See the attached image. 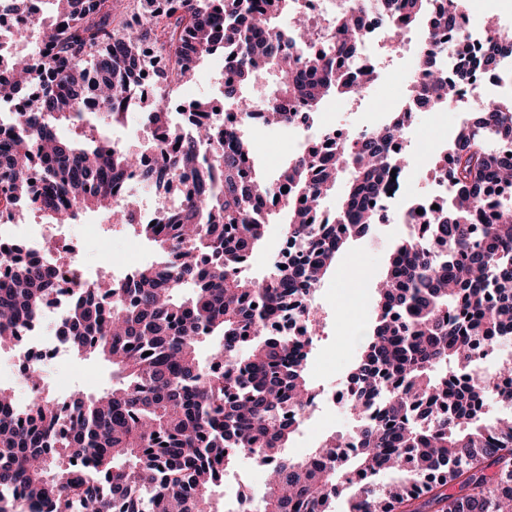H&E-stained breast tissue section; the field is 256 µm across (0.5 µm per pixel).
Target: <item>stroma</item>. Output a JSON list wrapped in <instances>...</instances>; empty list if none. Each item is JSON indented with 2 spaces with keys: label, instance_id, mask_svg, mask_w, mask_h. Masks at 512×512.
<instances>
[{
  "label": "stroma",
  "instance_id": "stroma-1",
  "mask_svg": "<svg viewBox=\"0 0 512 512\" xmlns=\"http://www.w3.org/2000/svg\"><path fill=\"white\" fill-rule=\"evenodd\" d=\"M380 51L388 69L363 97H330L321 107L318 120L341 127H355L378 119L379 104L404 95V78L413 64L412 57L403 55L397 41L381 44ZM469 112L468 107L449 104L442 114L431 117L418 114L411 130L408 152L413 158L412 182L416 192L429 190L425 177L428 164L437 151L448 142ZM252 144L258 145L262 168L270 174L278 172L293 154V137L286 130L275 136L262 132L250 133ZM100 222L101 241L88 251L83 263L90 271L111 276L113 269L128 265H145L156 259L154 246L126 225L100 220L98 213L88 212L78 223L66 226L68 240L79 239L87 224ZM406 234L401 224H380L368 236L348 243L339 254L335 267L321 284L313 302L312 314L319 324L320 337L309 360L307 373L316 385H327L343 380L353 363L358 349V338L370 321L376 305L373 282L385 270L393 242ZM359 274V285L347 287L346 280ZM40 376L48 390L55 394L80 389L94 394L112 383V368L94 357H69L60 364L45 366ZM352 417L348 409L327 407L313 413L307 424L288 446L290 457L299 458L316 447L335 431H348Z\"/></svg>",
  "mask_w": 512,
  "mask_h": 512
}]
</instances>
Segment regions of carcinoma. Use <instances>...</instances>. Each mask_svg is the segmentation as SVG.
<instances>
[{
    "label": "carcinoma",
    "mask_w": 512,
    "mask_h": 512,
    "mask_svg": "<svg viewBox=\"0 0 512 512\" xmlns=\"http://www.w3.org/2000/svg\"><path fill=\"white\" fill-rule=\"evenodd\" d=\"M46 51L33 60L0 47V100L33 94L0 128V214L17 205L49 224H71L105 210L114 224L133 222L130 199L113 190L140 166L139 155L112 146L91 122L93 102L112 122L131 110L161 130L145 151L154 165L144 182L165 181L178 196L163 221L140 225L160 254L134 280L102 279L75 304L63 335L76 356L112 365V387L96 395L45 394L32 412L0 389V488H19L41 512H62L72 496L83 512H217L216 489L242 457L272 473L264 512H512V392L470 356L474 340L499 349L512 343V197L493 201L488 185L512 183V156L487 149L512 139V97L486 103L431 165L448 179V212L392 247L377 287L369 334L350 380L354 418L347 435L321 442L300 459L283 453L304 418L314 386L307 364L318 340L310 309L304 327H269L276 312L298 307L297 282L319 285L348 241L378 223L372 206L406 153L385 146L404 136L399 113L383 132L325 150L294 155L274 177L242 165L252 152L238 127L177 126L165 98L134 102L130 79L142 46L161 44L170 80L190 82L224 50L226 100L193 101L189 112L243 114L263 105L286 124L288 104L317 112L333 94L355 96L377 79L351 76L360 49V18L370 0H347L321 29L299 16L297 0H42ZM407 24L425 25L430 0H385ZM297 15L293 27L277 20ZM482 67L495 71L512 55V30L492 31ZM425 82L413 93L425 112L452 99V83L432 53L416 57ZM350 174L332 217L325 200ZM286 192H277V188ZM274 204L261 209L262 198ZM309 250L296 270L273 267L261 280L245 259L272 218ZM448 253H429L432 240ZM58 270L14 261L0 273V346L12 343L45 306ZM219 338L210 357L200 354ZM150 355L143 356V353ZM351 450L344 451V442ZM395 477L386 484L381 474Z\"/></svg>",
    "instance_id": "obj_1"
}]
</instances>
